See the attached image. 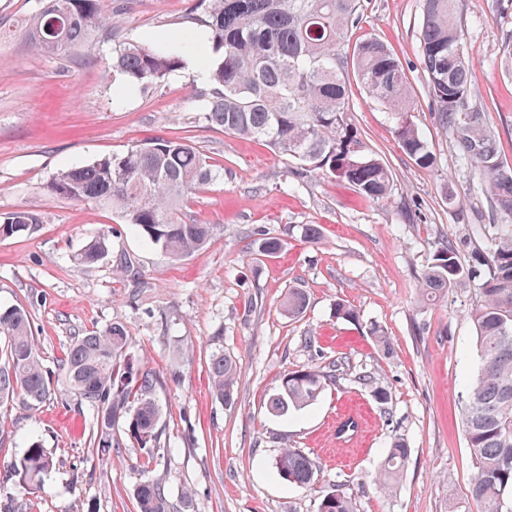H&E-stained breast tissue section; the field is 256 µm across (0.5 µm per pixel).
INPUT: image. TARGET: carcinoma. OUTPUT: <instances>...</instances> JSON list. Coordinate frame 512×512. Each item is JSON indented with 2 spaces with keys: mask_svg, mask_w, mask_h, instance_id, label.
Instances as JSON below:
<instances>
[{
  "mask_svg": "<svg viewBox=\"0 0 512 512\" xmlns=\"http://www.w3.org/2000/svg\"><path fill=\"white\" fill-rule=\"evenodd\" d=\"M420 56L427 89L443 126L456 135L460 154L484 176L493 207L512 219V167L499 160L495 133L482 109L470 105L471 59L463 43L458 0H422ZM361 0H197L191 31L211 46L212 93L203 98L198 120L224 132L263 141L312 170L328 169L364 195L381 198L391 189L387 166L370 153L349 118L348 81L354 75L366 92L394 115V133L403 151L421 168L435 157L411 121L412 90L400 59L383 43L364 40L347 56L349 27L358 19ZM112 24L105 0H46L30 23L37 53L60 56L86 43L92 33ZM188 42L156 48L140 41L121 42L112 67L130 85L162 83L182 64ZM224 168L207 160L184 137H156L92 163L56 172L47 188L55 196L88 202L117 212L123 224L176 261L202 249L211 238L210 224H188L182 206L195 190L222 179ZM40 218L28 211L0 213V237L33 230ZM109 234L96 235L75 260L92 264L108 253ZM485 268L478 298L471 307L481 364L466 390L463 428L475 461L469 495L481 512H508L512 495V229L494 239L492 248L472 257ZM470 268L459 250L437 251L421 275V295L434 299L462 282ZM306 296L290 288L281 311L296 317ZM0 333L8 336L0 365V401L19 393L36 406L51 395V382L37 352L30 319L20 307L0 311ZM126 330L111 325L76 337L61 359L65 385L77 400L98 408L97 454H112L117 414L135 404L128 433L143 447H155L160 411L152 397L160 383L156 372L134 368L123 350ZM350 367L339 357L324 368L303 366L283 374L267 401L268 412L285 416L314 404L325 388ZM214 396L234 400L237 364L216 353L210 362ZM404 440L392 442L378 474L391 488L409 461ZM53 457L33 440L14 475L37 487L52 469ZM279 476L309 488L317 466L298 448H283L275 460ZM140 512H169L164 490L145 482L137 490ZM318 512H356L352 498L336 489L323 495Z\"/></svg>",
  "mask_w": 512,
  "mask_h": 512,
  "instance_id": "obj_1",
  "label": "carcinoma"
}]
</instances>
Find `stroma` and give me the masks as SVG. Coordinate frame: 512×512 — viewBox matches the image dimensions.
Here are the masks:
<instances>
[{"instance_id": "stroma-1", "label": "stroma", "mask_w": 512, "mask_h": 512, "mask_svg": "<svg viewBox=\"0 0 512 512\" xmlns=\"http://www.w3.org/2000/svg\"><path fill=\"white\" fill-rule=\"evenodd\" d=\"M191 3L106 0L115 30L46 57L27 37L44 0H0V213L41 219L33 233L0 238V308L29 311L54 386L42 404L19 395L0 404V496L11 512H138V487L154 481L171 512H317L321 496L339 486L357 512H448L452 503L457 512H480L469 496L474 459L462 426L465 386L479 361L468 317L479 281L427 301L420 276L446 244L471 264L512 222L492 213L485 177L464 163L433 109L419 51L420 0H363L350 35L354 44L377 39L401 60L414 97L411 119L436 158L433 167H418L400 147L391 112L350 83V121L393 177L378 200L266 143L195 122L198 96L211 82L188 67L113 105V90L125 83L112 70L115 45L180 39ZM459 15L472 61L471 103L484 110L500 158L512 166V0H459ZM177 135L224 169L182 210L186 222L215 227L191 256L171 260L118 213L46 188L60 169ZM452 194L458 206H449ZM310 224L318 242L304 236ZM104 230L109 253L77 263L75 254ZM266 237L283 239L282 249L259 253ZM124 264L141 287L119 273ZM291 288L306 295L295 318L279 309ZM340 302L358 321L336 317ZM373 323L389 336L391 353L376 345ZM113 324L130 337L126 355L160 378V421L150 456L117 418L119 447L101 462L96 410L67 391L58 362L75 336ZM219 352L238 366L230 406L211 391L210 359ZM341 356L349 371L316 403L285 418L268 414L284 373ZM377 386L389 394L386 405L373 395ZM349 417L356 433L337 438ZM33 436L54 459L35 490L12 474ZM397 438L411 454L387 490L374 475ZM286 446L317 462L314 489L277 475L274 459Z\"/></svg>"}]
</instances>
